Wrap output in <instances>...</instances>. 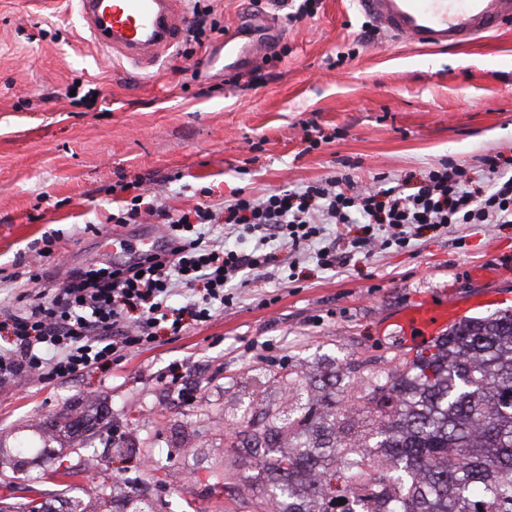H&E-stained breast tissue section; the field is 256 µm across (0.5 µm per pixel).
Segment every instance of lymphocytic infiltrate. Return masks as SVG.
Returning <instances> with one entry per match:
<instances>
[{"label": "lymphocytic infiltrate", "instance_id": "1", "mask_svg": "<svg viewBox=\"0 0 512 512\" xmlns=\"http://www.w3.org/2000/svg\"><path fill=\"white\" fill-rule=\"evenodd\" d=\"M489 184L473 188L464 165L442 161L417 182L404 179L377 190L353 189L348 175H331L298 191L263 197L237 192L222 210L200 203L170 213L147 194L141 177L116 182L113 193L127 194L113 213L116 224H141L153 217L165 224L163 249L125 264L86 267L62 287L18 297L0 319L9 344L0 353V382L34 377L44 383L119 365L154 344L159 333L172 336L188 324L213 320L232 304L230 287L240 273L262 271L274 261L272 243L298 253L313 250L324 270L345 260L337 241L361 223L352 250L382 240L405 246L411 236L451 224H512V169L499 156L483 155ZM251 240L248 249L226 247L211 237L213 224ZM180 288L195 294L186 305L170 303Z\"/></svg>", "mask_w": 512, "mask_h": 512}]
</instances>
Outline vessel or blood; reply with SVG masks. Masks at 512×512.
Returning a JSON list of instances; mask_svg holds the SVG:
<instances>
[{
    "label": "vessel or blood",
    "instance_id": "b4317fda",
    "mask_svg": "<svg viewBox=\"0 0 512 512\" xmlns=\"http://www.w3.org/2000/svg\"><path fill=\"white\" fill-rule=\"evenodd\" d=\"M79 20L103 49L147 70L179 39L188 21L184 0H79ZM361 11L384 34L431 51L463 47L512 21V0H357ZM245 29L224 39V66L246 63L251 47ZM466 304L427 301L397 322L412 349L431 345L449 325L463 319Z\"/></svg>",
    "mask_w": 512,
    "mask_h": 512
}]
</instances>
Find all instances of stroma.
<instances>
[{
	"mask_svg": "<svg viewBox=\"0 0 512 512\" xmlns=\"http://www.w3.org/2000/svg\"><path fill=\"white\" fill-rule=\"evenodd\" d=\"M77 12V0H0L2 313L32 290L33 268L42 286H59L111 264L101 240L142 249L146 225L110 220L123 201L110 188L123 176L144 177L175 213L337 173L386 189L444 160L476 178L479 156L512 158V24L466 47L421 51L379 31L358 42L366 17L355 0H319L315 17L291 26L268 9L281 36L242 67L225 69L214 35L188 59L178 40L177 55L144 77L99 49ZM207 54L215 63L192 78ZM50 234L60 257L43 261ZM276 257L216 320L159 337L120 366L0 385V446L62 448L72 464L98 456L71 485L44 482L92 508L104 486L155 512H245L213 471L229 457L260 480L247 449L226 448L225 437L270 370L384 353L398 315L424 296L491 292L512 309V224L425 230L402 249L373 243L332 271L307 254L292 267L287 251Z\"/></svg>",
	"mask_w": 512,
	"mask_h": 512,
	"instance_id": "1",
	"label": "stroma"
}]
</instances>
